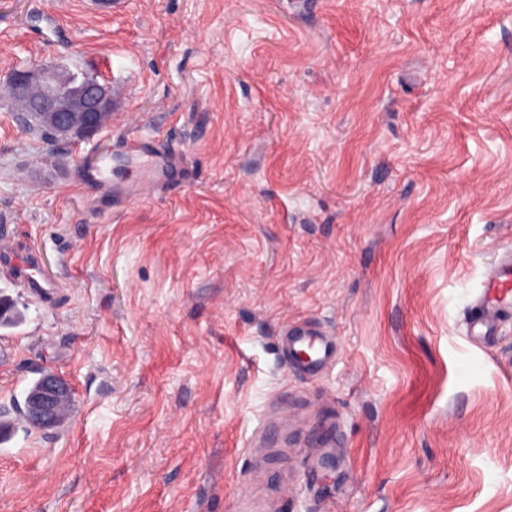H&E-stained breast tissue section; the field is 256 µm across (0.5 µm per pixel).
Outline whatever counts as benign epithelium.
Wrapping results in <instances>:
<instances>
[{
  "instance_id": "7a95c632",
  "label": "benign epithelium",
  "mask_w": 512,
  "mask_h": 512,
  "mask_svg": "<svg viewBox=\"0 0 512 512\" xmlns=\"http://www.w3.org/2000/svg\"><path fill=\"white\" fill-rule=\"evenodd\" d=\"M6 84L13 110L36 118L54 141L92 135L112 113L110 83L91 81L66 63L50 70L17 71ZM67 396L65 382L53 373L46 374L28 402L30 423L37 428L54 427Z\"/></svg>"
}]
</instances>
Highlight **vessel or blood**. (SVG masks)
I'll return each mask as SVG.
<instances>
[{"label": "vessel or blood", "mask_w": 512, "mask_h": 512, "mask_svg": "<svg viewBox=\"0 0 512 512\" xmlns=\"http://www.w3.org/2000/svg\"><path fill=\"white\" fill-rule=\"evenodd\" d=\"M128 152L147 156L157 163L159 169H167L168 156L155 146L136 136H128L125 141ZM0 267L29 292L37 296H48L53 285L37 272L34 255H20L11 247L0 248ZM512 317V251H506L485 273L474 289V299L465 317L467 336L479 339L494 335L499 321ZM284 343L289 355H297L303 348H310L311 356L301 365L309 374H317L321 366L336 358V347L323 332L308 324H298L287 328Z\"/></svg>", "instance_id": "1"}]
</instances>
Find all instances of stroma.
<instances>
[{"label": "stroma", "mask_w": 512, "mask_h": 512, "mask_svg": "<svg viewBox=\"0 0 512 512\" xmlns=\"http://www.w3.org/2000/svg\"><path fill=\"white\" fill-rule=\"evenodd\" d=\"M60 61L117 110L49 144L0 105V243L57 285L0 269V409L73 391L0 512H512V323L463 325L512 247V0H0V81ZM125 147L128 152L145 155L151 161L157 162V165L162 172L170 166L169 157L164 152L157 149L155 145H150L134 135H129L127 137ZM0 266L32 294L45 297L52 293L54 286L38 274L33 254L18 255L11 247L3 246L0 249ZM284 335L283 341L288 349V358L295 362V355L311 345L310 358L307 361L298 359L302 363L301 369L311 375H316L323 364L336 359V346L330 342L327 335L308 324L287 327Z\"/></svg>", "instance_id": "obj_1"}]
</instances>
